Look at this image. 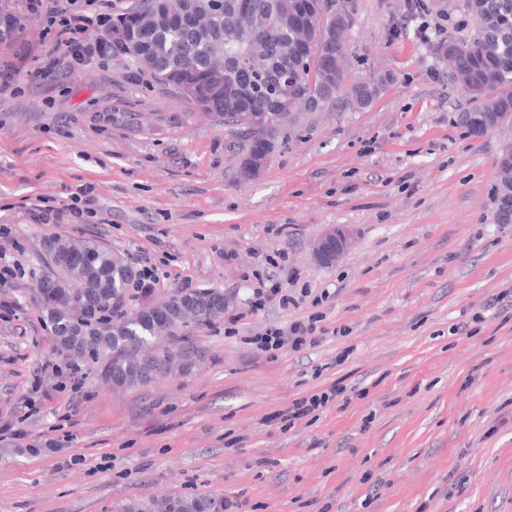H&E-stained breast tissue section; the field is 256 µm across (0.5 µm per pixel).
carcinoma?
<instances>
[{
	"instance_id": "obj_1",
	"label": "carcinoma",
	"mask_w": 512,
	"mask_h": 512,
	"mask_svg": "<svg viewBox=\"0 0 512 512\" xmlns=\"http://www.w3.org/2000/svg\"><path fill=\"white\" fill-rule=\"evenodd\" d=\"M141 20L130 33L135 52L125 63L163 84L195 86L193 105L222 118L234 113L237 136L247 142L257 132L243 120L245 112H264L278 136L285 128L278 102L262 86L227 83L207 74L212 53H224L227 66L248 53L267 69L265 80L301 63L318 67L324 54L347 55V33L355 20L330 12L329 0H249L262 20L261 34L243 30L239 0H137ZM475 25L467 38L442 35L437 53L450 64L448 80L468 94V105L456 124L473 136L480 129H499L512 120V0H468ZM210 12L213 27L201 31L192 22L196 12ZM0 27V52H11L26 27L22 13L9 14ZM347 75H334L333 92L310 111L340 97ZM495 221L512 224V177L498 188ZM137 272L121 253L87 238L52 236L43 242L42 272L35 293L40 313L51 326L60 365L119 387H139L169 374L171 355L158 354L154 344L166 339L179 347L182 360L197 353L188 329H203L224 317V292L215 288H179L161 304L135 301L131 293ZM112 512H224V499L203 492L147 498L116 504Z\"/></svg>"
}]
</instances>
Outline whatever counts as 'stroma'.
Masks as SVG:
<instances>
[{"instance_id":"obj_1","label":"stroma","mask_w":512,"mask_h":512,"mask_svg":"<svg viewBox=\"0 0 512 512\" xmlns=\"http://www.w3.org/2000/svg\"><path fill=\"white\" fill-rule=\"evenodd\" d=\"M406 2L357 0L349 78L384 75L375 102L300 113L251 180L223 124L135 68L93 57L30 82L57 40L31 20L15 88L0 92V224L18 242L7 261L24 269L0 283V512H109L195 490L232 512H512V303L500 296L512 224L494 220L512 126L475 138L454 122L467 94L434 40L471 34L467 0H431L421 19ZM83 186L86 222L28 219ZM337 224L356 244L317 265L312 244ZM53 235L153 266L152 304L177 288L223 290L237 335L201 329L191 365L148 385L72 390L50 373L51 332L30 292ZM280 253L281 273L269 262ZM272 275L319 307L250 313ZM315 311L328 330L318 347L271 361L246 342ZM477 313L475 332L461 331ZM338 380L349 400L313 422L276 421Z\"/></svg>"}]
</instances>
